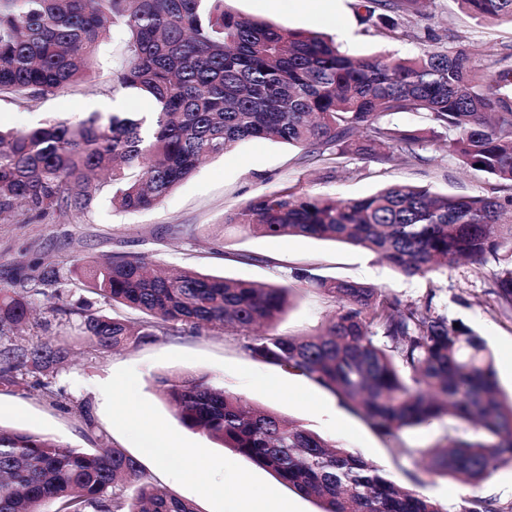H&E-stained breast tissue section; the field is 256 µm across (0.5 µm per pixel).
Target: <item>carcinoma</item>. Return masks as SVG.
Listing matches in <instances>:
<instances>
[{
    "label": "carcinoma",
    "instance_id": "obj_1",
    "mask_svg": "<svg viewBox=\"0 0 512 512\" xmlns=\"http://www.w3.org/2000/svg\"><path fill=\"white\" fill-rule=\"evenodd\" d=\"M362 22L400 40L423 0H360ZM474 19L512 22V0H459ZM112 27L126 35L125 63L112 89L151 97L155 111L92 112L29 130L0 129V224L19 207L29 218L83 215L98 202L97 176L112 205L134 212L165 199L211 158L251 139L308 149L327 164L346 154L378 162L418 159L434 146L487 174L500 195L456 197L410 184L347 202L287 187L246 202L225 223L266 237L306 236L376 253L405 277L428 280L461 260L512 259V47L477 65L470 48L448 46L399 57H358L323 33L283 29L234 11L229 0H0V92L44 96L87 77ZM424 112L430 136L389 120ZM83 290L145 315L128 322L77 312ZM288 286L258 284L174 267L156 272L143 255L77 258L0 289V386L27 372L45 377V397L67 345L38 336L9 341L45 302L99 351L171 335L217 333L231 325L243 349L328 390L380 436L445 416L455 426L439 448H409L428 474L479 483L512 466V398L502 396L485 339L431 301L405 302L372 284L295 268ZM335 303L318 334L274 331L295 285ZM496 299L512 306V267L495 274ZM187 428L252 460L321 512H446L404 487L373 460L208 377L157 379ZM0 512H197L154 484L124 449L95 452L29 432L0 429ZM464 512H512L473 499Z\"/></svg>",
    "mask_w": 512,
    "mask_h": 512
}]
</instances>
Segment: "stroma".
Listing matches in <instances>:
<instances>
[{"mask_svg": "<svg viewBox=\"0 0 512 512\" xmlns=\"http://www.w3.org/2000/svg\"><path fill=\"white\" fill-rule=\"evenodd\" d=\"M358 0H345L344 18L351 34L342 45L359 56L381 52L399 55L419 53L423 42L393 40L362 24ZM238 13L258 17L293 30L333 33L328 18L318 10L297 11L274 7L270 0H232ZM415 32H429L437 42L455 34L472 45L477 62L484 54L512 45V24L477 22L457 0H431L424 15L413 18ZM126 35L113 28L101 46L90 80L65 86L38 99H20L0 94V126L28 130L45 120L59 117L78 120L99 111L102 104L118 103L120 111L149 112L151 99L138 91L112 92V74L123 58ZM408 183L457 196L492 193L495 181L483 173L465 168L448 153L427 148L419 158L385 164L356 155L340 167L329 170L310 156L305 148L253 139L205 163L188 181L161 203L140 212L113 208L109 186H102L97 206L75 216L51 213L29 220L17 212L12 223L0 224V288L10 287L19 274L35 273L47 263H59L80 256L98 258L115 253L147 256L160 267H191L202 273L264 283L290 284V272L303 268L316 276H336L385 287L406 302L431 301L436 311L463 321L488 343L494 356V370L500 390L512 395V311L489 306L495 265L460 263L428 285L420 277L398 275L386 262L361 248L311 237L272 238L252 234L225 224V216L247 201L288 186L338 199L359 198L382 186ZM333 305L311 287H303L276 325L278 333H313L328 319ZM51 333L66 336L71 348L67 366L56 378L61 390L59 405L42 398L37 375L24 376L21 384L0 387V428L24 431L93 450L101 445L126 449L160 487L192 501L199 512H235L242 497L240 479L262 487L269 504L287 512H320L316 501L282 485L268 471L246 457L224 448L202 433L184 427L174 409L160 395V376H207L211 381L242 396L253 405L275 410L324 438L360 452L390 473L403 485L419 477V490L440 502L446 512H463L469 500L492 499L512 503V467L476 485H461L445 477L425 473L406 454L409 448H426L441 443L450 419L410 428L388 440L375 433L357 414L328 390L281 367L260 362L248 355L239 335L158 334L155 341L119 351L101 352L69 336L66 326L55 324ZM139 369L134 398L145 407L158 431L178 437L197 448L204 462L197 482L175 481L142 448L137 434L119 425L113 406L102 399L98 388L110 380ZM287 386V394L273 396L271 385ZM89 407L82 416L81 407ZM224 466L225 493L213 497L200 485L215 475L216 464Z\"/></svg>", "mask_w": 512, "mask_h": 512, "instance_id": "1", "label": "stroma"}]
</instances>
